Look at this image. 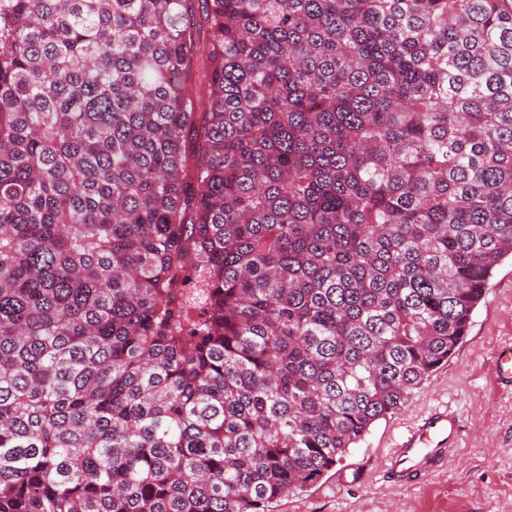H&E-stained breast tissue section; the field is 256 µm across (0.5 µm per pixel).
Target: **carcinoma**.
Returning <instances> with one entry per match:
<instances>
[{"label": "carcinoma", "mask_w": 512, "mask_h": 512, "mask_svg": "<svg viewBox=\"0 0 512 512\" xmlns=\"http://www.w3.org/2000/svg\"><path fill=\"white\" fill-rule=\"evenodd\" d=\"M203 5L0 0V512H267L512 257V0Z\"/></svg>", "instance_id": "obj_1"}]
</instances>
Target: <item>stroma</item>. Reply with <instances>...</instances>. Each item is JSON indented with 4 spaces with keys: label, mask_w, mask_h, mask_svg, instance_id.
Wrapping results in <instances>:
<instances>
[{
    "label": "stroma",
    "mask_w": 512,
    "mask_h": 512,
    "mask_svg": "<svg viewBox=\"0 0 512 512\" xmlns=\"http://www.w3.org/2000/svg\"><path fill=\"white\" fill-rule=\"evenodd\" d=\"M512 342V259L496 268L467 336L448 363L380 420L343 461L313 485L270 505V512H512V390L493 380L497 346ZM445 405L461 425L446 466L398 488L383 468L401 433Z\"/></svg>",
    "instance_id": "1"
}]
</instances>
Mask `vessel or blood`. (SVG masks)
Segmentation results:
<instances>
[{
	"instance_id": "vessel-or-blood-1",
	"label": "vessel or blood",
	"mask_w": 512,
	"mask_h": 512,
	"mask_svg": "<svg viewBox=\"0 0 512 512\" xmlns=\"http://www.w3.org/2000/svg\"><path fill=\"white\" fill-rule=\"evenodd\" d=\"M495 371L501 385H512V344L498 348ZM460 433L457 415L448 408L437 407L408 429L394 453L389 457L386 471L395 485L415 484L444 465L448 452Z\"/></svg>"
}]
</instances>
